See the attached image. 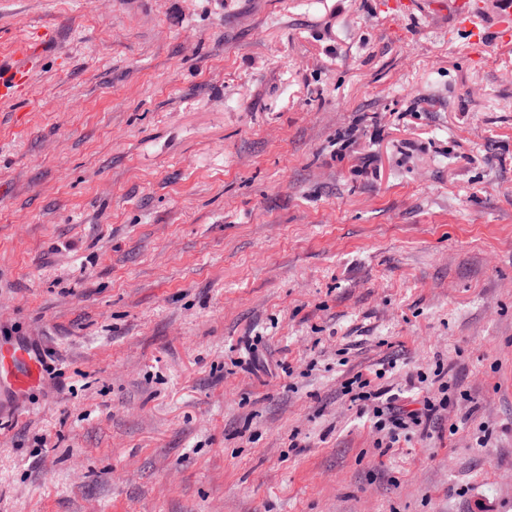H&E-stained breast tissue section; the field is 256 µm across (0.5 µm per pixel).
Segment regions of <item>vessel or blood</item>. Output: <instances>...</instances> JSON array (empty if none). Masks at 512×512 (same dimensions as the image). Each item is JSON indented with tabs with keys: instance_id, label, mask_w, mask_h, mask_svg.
<instances>
[{
	"instance_id": "obj_1",
	"label": "vessel or blood",
	"mask_w": 512,
	"mask_h": 512,
	"mask_svg": "<svg viewBox=\"0 0 512 512\" xmlns=\"http://www.w3.org/2000/svg\"><path fill=\"white\" fill-rule=\"evenodd\" d=\"M455 36L485 47L512 44V0H498L491 22L482 19V0H450ZM35 53L26 44H18L11 57H0V100L16 98L28 84L34 69ZM44 368L39 351L27 343L0 348V378L6 379L13 393L29 390L41 380Z\"/></svg>"
}]
</instances>
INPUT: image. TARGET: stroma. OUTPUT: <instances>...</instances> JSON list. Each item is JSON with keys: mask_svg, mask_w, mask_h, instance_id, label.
<instances>
[{"mask_svg": "<svg viewBox=\"0 0 512 512\" xmlns=\"http://www.w3.org/2000/svg\"><path fill=\"white\" fill-rule=\"evenodd\" d=\"M386 2L0 0V512H512V46ZM34 48L20 43L12 52L13 57H0V100L16 98L28 84L34 69ZM44 368L39 351L28 343L0 348V382L6 379L15 394L26 392L41 380ZM382 405L383 406H374L372 412L373 417L379 418L375 423L377 424L379 431L384 430L387 426V423L388 425H391V427L388 428L389 439H391L389 443H394L397 441V430L407 429V426L409 425L408 422L419 426L423 423V416L425 418V425H427V423L432 422L433 417L436 415L438 410L437 405L430 398L424 401L423 412H410L405 416L395 411V407L392 405L391 401L385 403V405ZM383 416H385V418H383ZM407 418L409 421L406 420Z\"/></svg>", "mask_w": 512, "mask_h": 512, "instance_id": "stroma-1", "label": "stroma"}]
</instances>
